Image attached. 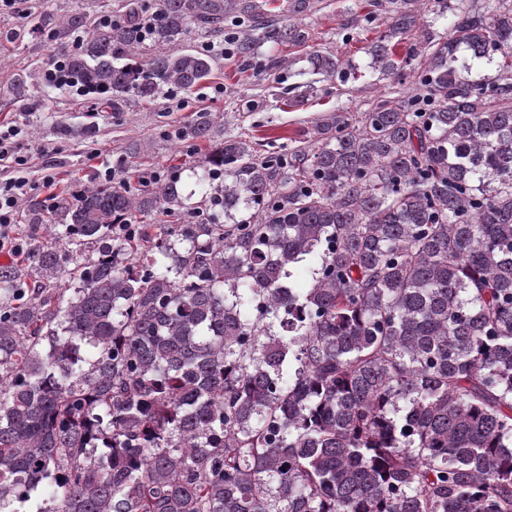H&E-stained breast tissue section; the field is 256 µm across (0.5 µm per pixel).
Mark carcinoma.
<instances>
[{
  "label": "carcinoma",
  "instance_id": "cac0c4a2",
  "mask_svg": "<svg viewBox=\"0 0 512 512\" xmlns=\"http://www.w3.org/2000/svg\"><path fill=\"white\" fill-rule=\"evenodd\" d=\"M269 2L42 12L15 37L47 35L45 87L120 112L211 76L214 55L167 51L193 25L241 18L228 59L283 67L260 47L309 35ZM450 2L357 4L353 28L387 18L366 51L407 94L277 154L224 139L189 165L213 212L137 224L183 212L176 175L65 207L83 261L35 245L41 288L0 309V512H512V0ZM308 62L348 78L333 54ZM483 63L493 77L463 75ZM10 94L34 109L27 81ZM180 136L205 141L210 121Z\"/></svg>",
  "mask_w": 512,
  "mask_h": 512
}]
</instances>
